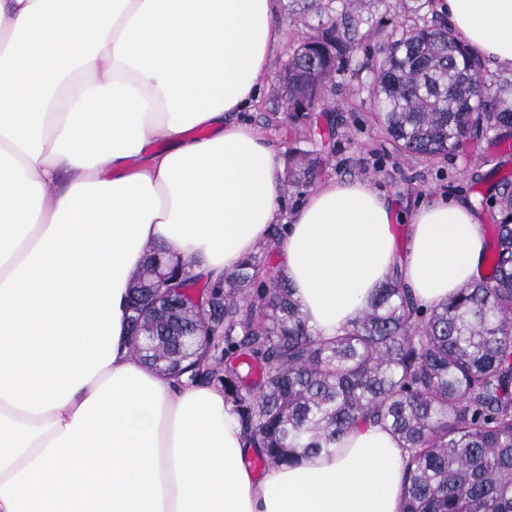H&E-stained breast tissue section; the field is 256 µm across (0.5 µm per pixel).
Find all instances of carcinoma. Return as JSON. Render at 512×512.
Wrapping results in <instances>:
<instances>
[{
    "label": "carcinoma",
    "instance_id": "cac0c4a2",
    "mask_svg": "<svg viewBox=\"0 0 512 512\" xmlns=\"http://www.w3.org/2000/svg\"><path fill=\"white\" fill-rule=\"evenodd\" d=\"M351 51L335 21L308 36L284 72L296 111L268 124H311L313 101ZM370 92L405 152L436 157L492 130L512 156V80L482 74L441 23L401 30ZM290 154L295 182L310 181L320 159ZM492 191L490 273L441 305L421 308L396 271L323 339L271 274V235L216 281L162 252L150 258L131 287V350L160 372L223 387L265 469L331 453L352 429L380 424L407 452L403 512H512V175Z\"/></svg>",
    "mask_w": 512,
    "mask_h": 512
}]
</instances>
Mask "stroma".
Returning <instances> with one entry per match:
<instances>
[{"label":"stroma","instance_id":"stroma-1","mask_svg":"<svg viewBox=\"0 0 512 512\" xmlns=\"http://www.w3.org/2000/svg\"><path fill=\"white\" fill-rule=\"evenodd\" d=\"M405 0H367L352 16L349 35L354 48L327 87L321 106L322 123L329 127L327 142L310 138L307 130L274 129L266 124L269 113L281 111L278 79L303 39L320 29L315 9L301 0H280L277 20L282 45L264 81L258 104L247 120L287 155L295 140L305 149L323 151L322 179H366L387 193L398 213L407 215L440 196L472 198L483 213L486 240H493L497 208L491 185L512 174V162L503 163L490 138L468 139L450 155L429 159L400 151L377 120L379 107L368 93L377 50L401 25L416 22L405 12Z\"/></svg>","mask_w":512,"mask_h":512}]
</instances>
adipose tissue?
I'll return each mask as SVG.
<instances>
[{
	"label": "adipose tissue",
	"instance_id": "1",
	"mask_svg": "<svg viewBox=\"0 0 512 512\" xmlns=\"http://www.w3.org/2000/svg\"><path fill=\"white\" fill-rule=\"evenodd\" d=\"M279 6L0 0V512H401L389 430L259 475L221 387L177 383L130 350L148 247L216 278L279 223L278 149L242 119L279 47ZM439 8L471 55L512 70V0ZM482 218L440 197L401 249L387 194L332 178L282 225L278 270L329 339L394 269L428 308L478 278Z\"/></svg>",
	"mask_w": 512,
	"mask_h": 512
}]
</instances>
